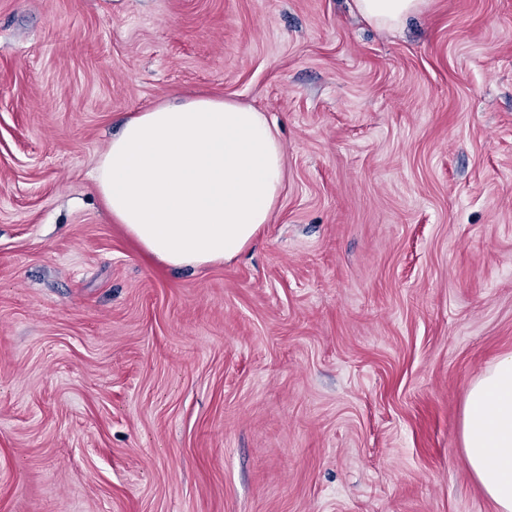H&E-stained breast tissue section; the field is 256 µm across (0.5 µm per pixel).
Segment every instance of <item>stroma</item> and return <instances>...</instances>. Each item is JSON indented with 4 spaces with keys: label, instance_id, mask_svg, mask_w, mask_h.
I'll use <instances>...</instances> for the list:
<instances>
[{
    "label": "stroma",
    "instance_id": "35a3bbf8",
    "mask_svg": "<svg viewBox=\"0 0 512 512\" xmlns=\"http://www.w3.org/2000/svg\"><path fill=\"white\" fill-rule=\"evenodd\" d=\"M266 112L233 260L142 255L91 178L177 95ZM512 355V0H0V512H497L460 426ZM428 0H353L355 10L371 24L389 30L402 29L421 14Z\"/></svg>",
    "mask_w": 512,
    "mask_h": 512
}]
</instances>
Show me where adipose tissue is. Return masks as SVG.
Masks as SVG:
<instances>
[{
    "mask_svg": "<svg viewBox=\"0 0 512 512\" xmlns=\"http://www.w3.org/2000/svg\"><path fill=\"white\" fill-rule=\"evenodd\" d=\"M428 0H353L371 24L403 28ZM94 181L113 223L173 267L229 261L269 223L283 148L264 112L213 96L130 115L101 153ZM461 443L498 512H512V356L468 389Z\"/></svg>",
    "mask_w": 512,
    "mask_h": 512,
    "instance_id": "obj_1",
    "label": "adipose tissue"
}]
</instances>
